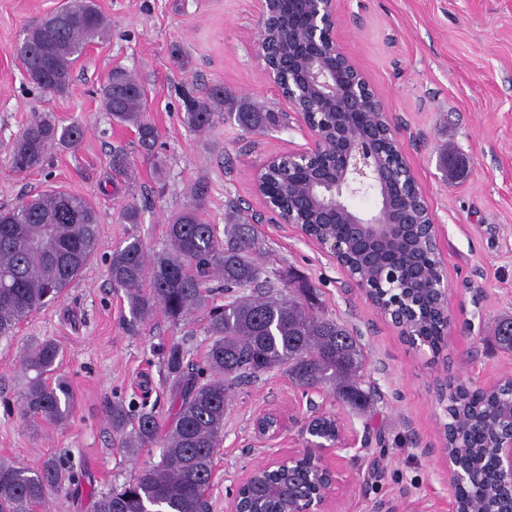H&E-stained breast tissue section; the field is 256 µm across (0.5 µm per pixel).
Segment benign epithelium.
<instances>
[{"label":"benign epithelium","mask_w":512,"mask_h":512,"mask_svg":"<svg viewBox=\"0 0 512 512\" xmlns=\"http://www.w3.org/2000/svg\"><path fill=\"white\" fill-rule=\"evenodd\" d=\"M304 18L305 37L288 42L282 59L293 82L283 87L280 67L271 63L266 52L267 23L274 11L275 0H258L260 54L264 61L263 77L279 92L288 105V120L309 134L307 146L284 157L308 170V187L301 209L283 212L266 196L262 184L264 174L284 158L269 156L257 173L255 191L262 198L264 210L255 219L276 224H292L302 237L316 242L343 269L347 277L363 291L368 284L346 262L348 246L333 233L313 234V229L300 218L304 213L314 224H345L349 239L365 245L370 257L396 248L406 229L413 224H427L431 258L441 260L440 228L415 171L399 143V126L388 112L381 96L371 87L365 75L336 42V0H293ZM356 112L369 113L374 129L356 130L350 117ZM372 195L377 208L371 213L351 208L348 199ZM281 427L274 414L267 413L255 422L260 436L276 434ZM335 438L315 441L305 438L307 455L312 457L328 483L310 498L308 506L288 504L286 512H325L329 491L339 485L337 466L342 452L350 449L344 429L334 422ZM495 459L500 474L512 477V436L496 443ZM296 457L272 458L253 469L239 483L248 485L262 472L282 471Z\"/></svg>","instance_id":"7a95c632"}]
</instances>
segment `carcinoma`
Segmentation results:
<instances>
[{
  "mask_svg": "<svg viewBox=\"0 0 512 512\" xmlns=\"http://www.w3.org/2000/svg\"><path fill=\"white\" fill-rule=\"evenodd\" d=\"M49 20L28 27L42 31L24 39L17 53L27 79L48 93L69 85L73 63L87 44L108 32V21L94 0H66ZM143 87L123 70L112 72L103 89L106 112L120 125L136 128L141 145L152 150L156 128L144 120ZM224 89L215 87L187 106V122L197 131L213 123ZM234 119L251 132L276 123L273 112L242 108ZM84 136L82 126L61 125L46 116L32 118L11 153L18 172L40 168L49 148L73 146ZM306 176L279 165L265 181V192L277 195L293 185L300 193ZM207 186L197 184L191 200L169 221L167 248L148 254L131 234L112 250V284L124 290L137 320L160 312L173 325L199 314L211 342L204 363L194 364L181 342L162 349L169 382V424L147 403H112V431L118 444L135 455L161 448L159 461L119 487L101 495L97 512H209L216 448L224 439V414L238 386L279 369L303 389H330L340 404L365 407L373 390L364 389V357L357 337L318 306V293L308 281L284 275L261 260L262 240L252 224H226L224 236L202 219ZM98 217L84 197L63 190L41 194L12 208H0V335L55 300L83 273L98 247ZM388 266L397 278L376 279L371 294L382 306L396 303V315L437 355L448 327L438 308V292L428 276L401 258ZM224 304H213L216 291ZM499 344L512 351V317L497 325ZM60 356L58 345L44 341L23 357L34 373L23 397L21 416L63 424L73 413L70 383L51 378ZM448 440L468 481L458 490L463 512H509L512 482L493 464L496 434L506 428L501 414L512 405V387L494 393L455 391L449 397ZM67 473L46 461L29 467L0 461V512H35L49 495L65 489ZM300 492L310 490L309 468L295 465L286 474ZM274 479L261 475L246 488V497L267 509L282 507L271 496Z\"/></svg>",
  "mask_w": 512,
  "mask_h": 512,
  "instance_id": "cac0c4a2",
  "label": "carcinoma"
}]
</instances>
